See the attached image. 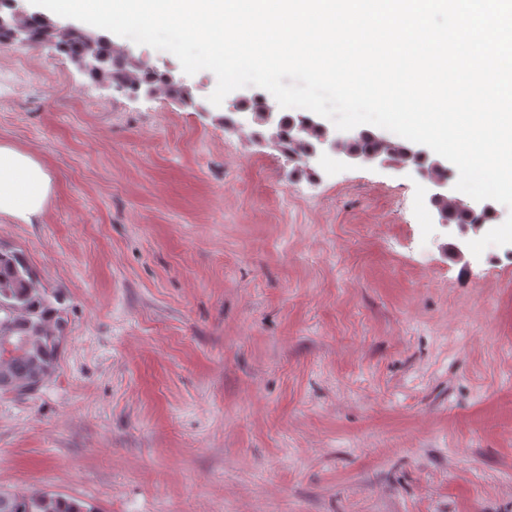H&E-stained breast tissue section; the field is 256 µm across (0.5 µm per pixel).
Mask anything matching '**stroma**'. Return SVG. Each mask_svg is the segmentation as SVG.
<instances>
[{
    "label": "stroma",
    "instance_id": "1",
    "mask_svg": "<svg viewBox=\"0 0 512 512\" xmlns=\"http://www.w3.org/2000/svg\"><path fill=\"white\" fill-rule=\"evenodd\" d=\"M198 103L0 47V143L53 192L0 221L67 304L52 380L0 397V486L96 512H512V244L464 262L416 173L315 175Z\"/></svg>",
    "mask_w": 512,
    "mask_h": 512
}]
</instances>
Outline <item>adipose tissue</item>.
Segmentation results:
<instances>
[{
    "label": "adipose tissue",
    "instance_id": "1",
    "mask_svg": "<svg viewBox=\"0 0 512 512\" xmlns=\"http://www.w3.org/2000/svg\"><path fill=\"white\" fill-rule=\"evenodd\" d=\"M45 167L29 152L0 145V219L37 223L52 193Z\"/></svg>",
    "mask_w": 512,
    "mask_h": 512
}]
</instances>
